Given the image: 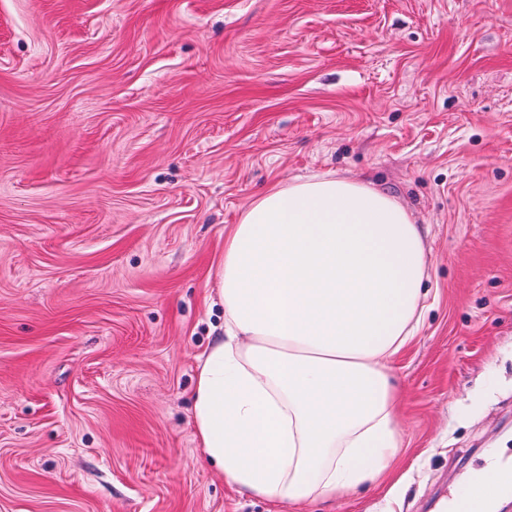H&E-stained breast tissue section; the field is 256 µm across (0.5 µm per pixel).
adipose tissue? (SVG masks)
<instances>
[{
  "mask_svg": "<svg viewBox=\"0 0 512 512\" xmlns=\"http://www.w3.org/2000/svg\"><path fill=\"white\" fill-rule=\"evenodd\" d=\"M407 208L331 174L276 185L224 239V337L200 356L193 429L242 492L309 502L375 482L400 446L394 356L424 308Z\"/></svg>",
  "mask_w": 512,
  "mask_h": 512,
  "instance_id": "1",
  "label": "adipose tissue"
}]
</instances>
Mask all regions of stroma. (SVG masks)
<instances>
[{
  "mask_svg": "<svg viewBox=\"0 0 512 512\" xmlns=\"http://www.w3.org/2000/svg\"><path fill=\"white\" fill-rule=\"evenodd\" d=\"M368 179L423 229L376 483L274 504L201 455L224 234ZM512 454V0H0V512H440Z\"/></svg>",
  "mask_w": 512,
  "mask_h": 512,
  "instance_id": "obj_1",
  "label": "stroma"
}]
</instances>
